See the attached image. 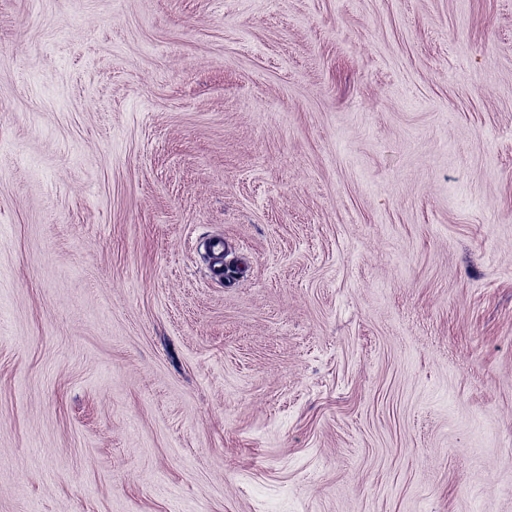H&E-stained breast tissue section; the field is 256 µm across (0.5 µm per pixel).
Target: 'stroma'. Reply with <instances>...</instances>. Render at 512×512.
<instances>
[{
  "mask_svg": "<svg viewBox=\"0 0 512 512\" xmlns=\"http://www.w3.org/2000/svg\"><path fill=\"white\" fill-rule=\"evenodd\" d=\"M0 512H512V0H0Z\"/></svg>",
  "mask_w": 512,
  "mask_h": 512,
  "instance_id": "1",
  "label": "stroma"
}]
</instances>
